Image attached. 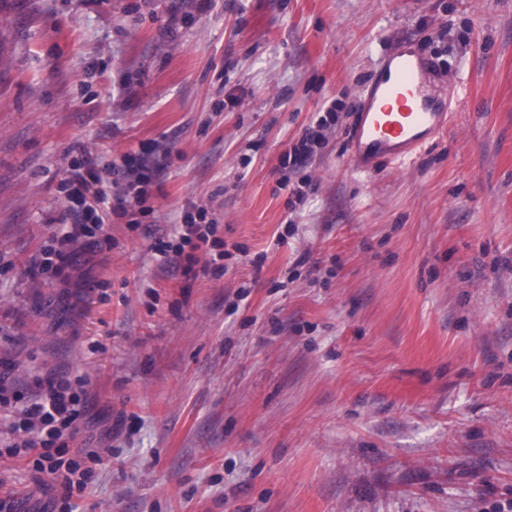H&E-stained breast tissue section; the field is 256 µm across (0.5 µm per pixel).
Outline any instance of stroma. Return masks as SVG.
<instances>
[{"mask_svg": "<svg viewBox=\"0 0 512 512\" xmlns=\"http://www.w3.org/2000/svg\"><path fill=\"white\" fill-rule=\"evenodd\" d=\"M403 42L456 110L358 170ZM161 139L155 216L33 276L70 163ZM192 202L233 249L194 279L149 249ZM0 372L89 380L67 456L138 419L77 512H512V0H0ZM31 465L0 458L28 512ZM331 124L328 123L327 117H320L317 122V130L313 127L308 128L306 134L299 141L298 145L292 148L291 152H285L281 157V166L288 167L300 165L306 160L308 155L313 151V145L318 144L325 139L324 131L330 129Z\"/></svg>", "mask_w": 512, "mask_h": 512, "instance_id": "stroma-1", "label": "stroma"}]
</instances>
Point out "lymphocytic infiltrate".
<instances>
[{
	"instance_id": "1",
	"label": "lymphocytic infiltrate",
	"mask_w": 512,
	"mask_h": 512,
	"mask_svg": "<svg viewBox=\"0 0 512 512\" xmlns=\"http://www.w3.org/2000/svg\"><path fill=\"white\" fill-rule=\"evenodd\" d=\"M158 150V145H144L137 158L126 154L121 162L100 167L87 157L75 166L61 187L67 203L66 221L41 248L36 274L50 271L57 261L79 249L108 240L107 218L149 215L148 187L157 172L149 159ZM216 231L217 221L209 209L192 203L183 210L174 239L156 238L151 249L186 275L198 266L217 270L228 252L224 241L216 238ZM13 404L20 407L19 419L13 425L19 440L7 446V455L17 457L38 450L33 470L48 475L52 487L60 491L38 512H74L71 499L91 483L93 471L78 460L65 458L57 443L76 433L88 410L87 389L73 387L61 376L38 383L35 394L27 397L0 377V407Z\"/></svg>"
}]
</instances>
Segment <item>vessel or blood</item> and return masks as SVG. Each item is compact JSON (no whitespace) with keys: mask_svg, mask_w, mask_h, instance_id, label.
Listing matches in <instances>:
<instances>
[{"mask_svg":"<svg viewBox=\"0 0 512 512\" xmlns=\"http://www.w3.org/2000/svg\"><path fill=\"white\" fill-rule=\"evenodd\" d=\"M452 96L439 95L434 75L411 46L385 57L367 86L349 132L350 156L363 171L402 161L446 130Z\"/></svg>","mask_w":512,"mask_h":512,"instance_id":"b4317fda","label":"vessel or blood"}]
</instances>
